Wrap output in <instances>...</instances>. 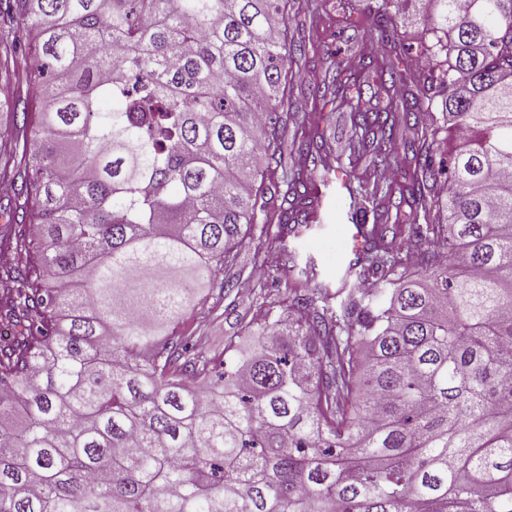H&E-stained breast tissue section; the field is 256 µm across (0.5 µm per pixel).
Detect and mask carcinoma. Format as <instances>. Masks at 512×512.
<instances>
[{
    "label": "carcinoma",
    "instance_id": "cac0c4a2",
    "mask_svg": "<svg viewBox=\"0 0 512 512\" xmlns=\"http://www.w3.org/2000/svg\"><path fill=\"white\" fill-rule=\"evenodd\" d=\"M410 2L366 5L389 52L333 62L350 130L294 162L300 0H0V83L39 88L35 166L0 154L28 201L0 235V512H512V0H423L432 66L407 73ZM408 132V196L346 185L362 252L334 289L290 259L304 293L223 374L140 331L193 308L187 267L246 248L258 273L320 225L316 167L376 169Z\"/></svg>",
    "mask_w": 512,
    "mask_h": 512
}]
</instances>
